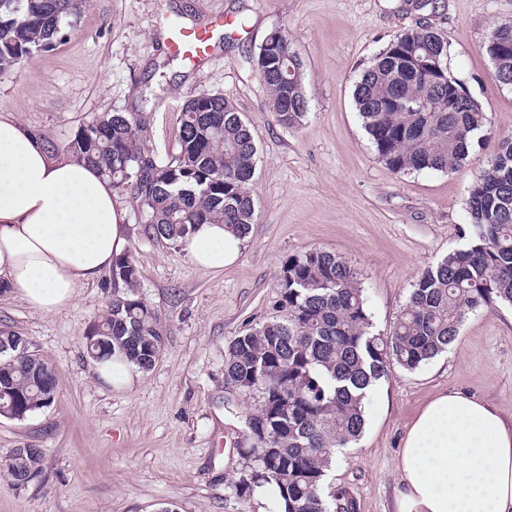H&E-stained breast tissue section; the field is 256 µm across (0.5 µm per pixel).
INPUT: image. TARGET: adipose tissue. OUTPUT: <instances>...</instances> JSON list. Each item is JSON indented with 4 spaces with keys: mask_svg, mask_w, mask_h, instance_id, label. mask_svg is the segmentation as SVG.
<instances>
[{
    "mask_svg": "<svg viewBox=\"0 0 512 512\" xmlns=\"http://www.w3.org/2000/svg\"><path fill=\"white\" fill-rule=\"evenodd\" d=\"M122 209L111 181L56 156L0 114V278L33 308L72 302L123 253ZM243 239L201 224L185 243L192 263H234ZM395 512H512V416L464 391L429 400L408 425L397 462Z\"/></svg>",
    "mask_w": 512,
    "mask_h": 512,
    "instance_id": "1",
    "label": "adipose tissue"
}]
</instances>
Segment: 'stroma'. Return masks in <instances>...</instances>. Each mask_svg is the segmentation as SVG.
Returning <instances> with one entry per match:
<instances>
[{"mask_svg": "<svg viewBox=\"0 0 512 512\" xmlns=\"http://www.w3.org/2000/svg\"><path fill=\"white\" fill-rule=\"evenodd\" d=\"M183 24L216 16L214 58L194 66L171 54L161 16ZM512 0H84L65 41L0 73V114L17 117L57 153L105 112L142 114L141 142L160 161L178 153L188 97L221 93L251 128L258 162L257 218L235 264L191 262L184 247L149 236L127 191V248L140 292L160 315L164 349L150 371L101 380L85 337L112 298L108 275L79 286L53 313L0 290V329L24 336L57 372L54 403L25 419L0 417V458L31 445L43 473L17 490L0 473V512H274L267 492L228 497L243 461L235 443L253 404L224 386V347L276 316L277 279L296 252L336 253L361 273L374 328L389 332L418 273L463 245L473 177L512 136V90L497 87L482 50ZM427 25L448 40L449 62L490 120L484 147L457 170L392 173L379 160L353 102L354 83L393 36ZM284 31L302 62L306 115L277 122L254 57ZM462 390L512 415V308H481L456 341L413 372L392 368L370 395L364 432L340 454L330 481L348 487L359 512H394L396 469L410 420L433 395Z\"/></svg>", "mask_w": 512, "mask_h": 512, "instance_id": "stroma-1", "label": "stroma"}]
</instances>
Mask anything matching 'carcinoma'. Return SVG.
Segmentation results:
<instances>
[{"mask_svg":"<svg viewBox=\"0 0 512 512\" xmlns=\"http://www.w3.org/2000/svg\"><path fill=\"white\" fill-rule=\"evenodd\" d=\"M81 0H0V73L66 36ZM274 50L281 74L267 78L272 107L288 95L277 121L306 114L302 64L290 41ZM485 55L499 54L492 80L512 88V18L492 24ZM448 65V40L428 26L403 31L376 55L354 85L353 99L379 160L395 174L447 172L471 161L487 136L480 102ZM455 111H448V98ZM399 98L402 106L390 102ZM140 123L107 112L67 144L113 185L143 206L146 229L183 244L197 224H222L236 237L256 219L250 193L257 147L235 104L200 94L182 105L179 154L160 163L142 150ZM466 242L415 278L389 333L374 331L360 272L335 253L307 249L288 256L278 276L280 315L234 337L224 351V382L253 400L249 412L264 433L240 448L244 465L229 486L245 500L275 491L277 512H357L351 492L328 482L338 453L357 443L365 426L369 388L398 366L414 371L446 352L469 313L512 306V137L499 141L469 189ZM112 301L87 338L96 361L119 356L141 371L161 354L160 317L142 297L130 255L115 259ZM0 351V416L22 420L51 406L56 374L39 355L21 360ZM15 487L43 472L42 452L15 448L0 459Z\"/></svg>","mask_w":512,"mask_h":512,"instance_id":"obj_1","label":"carcinoma"}]
</instances>
